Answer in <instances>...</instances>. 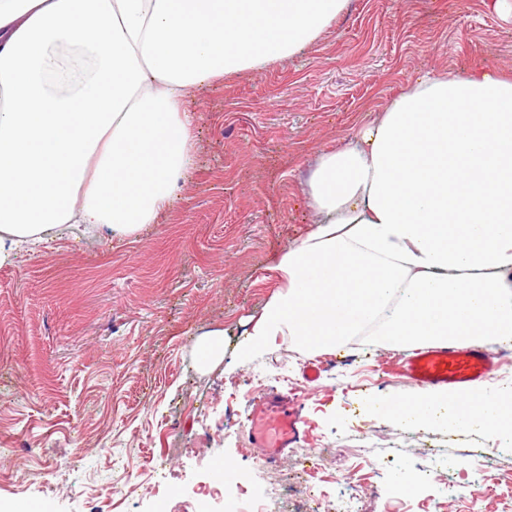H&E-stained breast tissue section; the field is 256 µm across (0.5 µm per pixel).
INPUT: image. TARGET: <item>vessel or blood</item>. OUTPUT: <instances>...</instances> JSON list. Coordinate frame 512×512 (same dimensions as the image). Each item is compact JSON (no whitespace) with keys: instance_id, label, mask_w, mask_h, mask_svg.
<instances>
[{"instance_id":"obj_1","label":"vessel or blood","mask_w":512,"mask_h":512,"mask_svg":"<svg viewBox=\"0 0 512 512\" xmlns=\"http://www.w3.org/2000/svg\"><path fill=\"white\" fill-rule=\"evenodd\" d=\"M493 364L489 354L452 342L415 350L412 355L391 354L385 372L423 387L444 386L456 392L480 383ZM303 420L291 409L268 399H258L247 416V440L268 461L294 444L302 432Z\"/></svg>"}]
</instances>
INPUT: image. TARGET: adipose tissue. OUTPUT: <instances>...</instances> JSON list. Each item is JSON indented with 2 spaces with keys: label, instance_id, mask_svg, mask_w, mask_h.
Masks as SVG:
<instances>
[{
  "label": "adipose tissue",
  "instance_id": "ef3b65f1",
  "mask_svg": "<svg viewBox=\"0 0 512 512\" xmlns=\"http://www.w3.org/2000/svg\"><path fill=\"white\" fill-rule=\"evenodd\" d=\"M347 0H0V265L70 226L135 239L194 165L190 94L301 53ZM317 219L240 361L367 326L409 349L512 340V77L482 64L392 94L305 184ZM367 414L512 436V384L369 398Z\"/></svg>",
  "mask_w": 512,
  "mask_h": 512
}]
</instances>
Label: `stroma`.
<instances>
[{"instance_id":"stroma-1","label":"stroma","mask_w":512,"mask_h":512,"mask_svg":"<svg viewBox=\"0 0 512 512\" xmlns=\"http://www.w3.org/2000/svg\"><path fill=\"white\" fill-rule=\"evenodd\" d=\"M476 62L512 73V19L485 0H348L302 53L193 93L194 167L138 239L69 231L1 265L0 512H155L161 497L199 512L195 490L220 456L283 512H309L297 478L314 468L324 512L348 488L362 512H512V438L364 412L370 397L414 390L381 377L375 336L338 346L313 391L301 376L313 354L294 337L237 358L246 317L276 289L272 266L315 221L304 186L320 153L423 73ZM215 329L224 357L199 370L195 343ZM260 396L306 422L272 466L245 437ZM430 448L444 466L413 481Z\"/></svg>"}]
</instances>
